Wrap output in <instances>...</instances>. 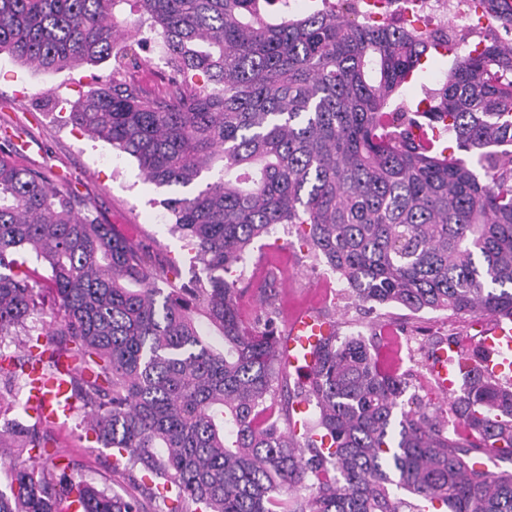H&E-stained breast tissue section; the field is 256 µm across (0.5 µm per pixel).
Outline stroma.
Returning <instances> with one entry per match:
<instances>
[{
  "label": "stroma",
  "mask_w": 512,
  "mask_h": 512,
  "mask_svg": "<svg viewBox=\"0 0 512 512\" xmlns=\"http://www.w3.org/2000/svg\"><path fill=\"white\" fill-rule=\"evenodd\" d=\"M112 68L108 60L45 72L0 54V119L13 124L31 143L26 152H14L13 157L20 165L43 172L55 186L70 189L90 203L106 223L145 244L164 265L170 281L189 282L199 271L190 261L184 240L171 233V216L163 204L164 199L178 195V188L144 180L133 157L65 121V109L90 88L108 84ZM302 235V227L296 225L290 232L279 231L255 241L247 249L236 267L244 290L238 303L241 317L250 322L263 314L259 290L266 285L268 271H276L280 336H287L296 312L311 311L333 321L339 336L359 335L375 343L381 362L405 374L409 394L447 409L449 398L459 395L460 389L437 388L433 375L421 365L422 352L435 340L451 338L462 343L466 356L481 357L480 341L493 325V317L461 319L446 310L414 314L395 304L372 307L347 299L341 281H334L332 288L324 287L327 270L302 245ZM83 429L77 415L59 422L52 432L50 450L62 460H73L75 474L88 480H108L113 491L122 495L134 492L132 482L114 470L110 452L84 450L80 441Z\"/></svg>",
  "instance_id": "obj_1"
}]
</instances>
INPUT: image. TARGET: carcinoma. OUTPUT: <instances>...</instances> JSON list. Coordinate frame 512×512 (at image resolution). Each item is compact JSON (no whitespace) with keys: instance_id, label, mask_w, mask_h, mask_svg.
Masks as SVG:
<instances>
[{"instance_id":"obj_1","label":"carcinoma","mask_w":512,"mask_h":512,"mask_svg":"<svg viewBox=\"0 0 512 512\" xmlns=\"http://www.w3.org/2000/svg\"><path fill=\"white\" fill-rule=\"evenodd\" d=\"M120 2L0 0V53L46 71L114 59L112 84L69 120L159 186L208 175L165 200L206 279L160 288L146 247L0 150V346L21 351H0V410L29 369L72 364L85 437L174 499L58 474L46 436L0 430V512H512V473L487 466L512 463V383L468 369L445 417L403 401L405 378L363 337L333 332L290 390L311 418L282 428L268 405L284 374L271 297L244 325L233 276L255 240L299 224L359 302L512 320V39L456 55L412 109L401 89L449 47L433 30L366 24L341 0L303 14L289 0H139L164 41L152 95L126 78L148 60ZM472 2L512 25V0ZM420 126L470 158L415 139ZM45 313L42 344L28 322Z\"/></svg>"}]
</instances>
